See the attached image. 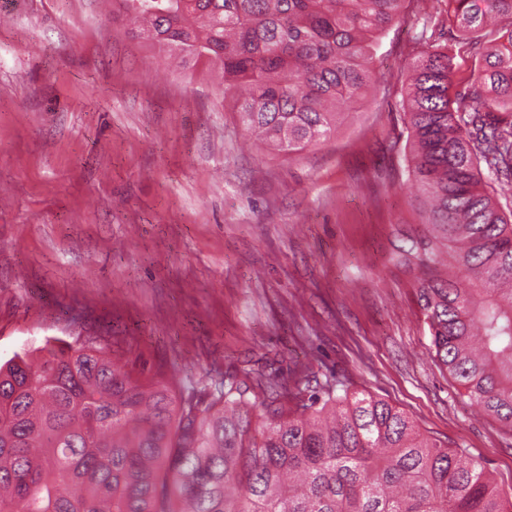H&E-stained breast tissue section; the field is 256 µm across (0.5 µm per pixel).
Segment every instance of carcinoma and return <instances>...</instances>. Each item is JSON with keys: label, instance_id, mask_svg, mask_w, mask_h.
I'll use <instances>...</instances> for the list:
<instances>
[{"label": "carcinoma", "instance_id": "carcinoma-1", "mask_svg": "<svg viewBox=\"0 0 512 512\" xmlns=\"http://www.w3.org/2000/svg\"><path fill=\"white\" fill-rule=\"evenodd\" d=\"M406 0H112L135 37L218 76L243 126L290 153L365 97ZM470 55L427 44L400 96L423 234L402 250L441 369L512 430V0H448ZM246 370L178 389L106 348L0 364V512H512L485 469L365 393ZM263 408L256 416L254 411Z\"/></svg>", "mask_w": 512, "mask_h": 512}]
</instances>
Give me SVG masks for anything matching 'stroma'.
Masks as SVG:
<instances>
[{
    "mask_svg": "<svg viewBox=\"0 0 512 512\" xmlns=\"http://www.w3.org/2000/svg\"><path fill=\"white\" fill-rule=\"evenodd\" d=\"M110 0H0V363L46 341L209 384L245 368L340 382L460 447L512 495V431L460 396L412 271L420 218L398 80L452 41L448 0H407L374 91L326 141L251 140L220 82L113 21Z\"/></svg>",
    "mask_w": 512,
    "mask_h": 512,
    "instance_id": "35a3bbf8",
    "label": "stroma"
}]
</instances>
